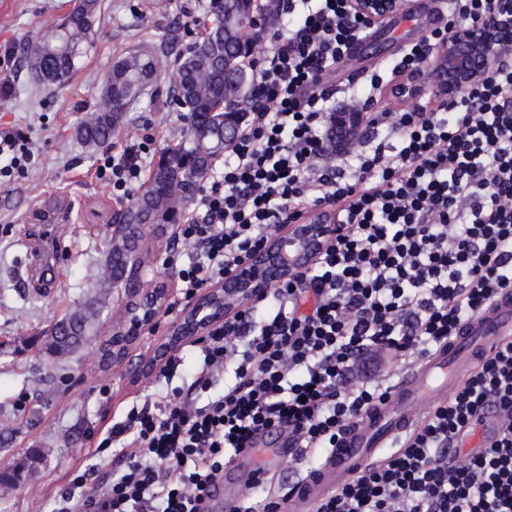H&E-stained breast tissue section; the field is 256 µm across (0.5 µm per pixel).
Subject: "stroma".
I'll use <instances>...</instances> for the list:
<instances>
[{
    "label": "stroma",
    "instance_id": "obj_1",
    "mask_svg": "<svg viewBox=\"0 0 512 512\" xmlns=\"http://www.w3.org/2000/svg\"><path fill=\"white\" fill-rule=\"evenodd\" d=\"M99 0L92 43L62 85L32 81L25 49L74 0H0V71L14 77L0 96V126L22 130L38 150L26 174L0 175V468L20 471L16 485L0 487V512H58L75 469L95 464L91 438L105 419L152 398L155 374L146 364L160 340L132 343L124 357L103 362L115 329L124 326L126 295L94 287L121 205L96 174L99 148L79 137L91 111L102 106L104 79L113 63L137 51L164 61L153 84L122 113L115 140L150 142L145 172L180 139L182 113L169 103L175 59L202 36L210 0ZM431 27L448 21L445 0H404L399 14L375 24L356 44L355 63L337 67L341 85L361 84L359 65L390 71L405 45L421 38L417 16ZM167 234L149 235L152 248L144 285L178 294L162 266ZM103 309L96 332L68 354L48 347L49 331L92 298Z\"/></svg>",
    "mask_w": 512,
    "mask_h": 512
}]
</instances>
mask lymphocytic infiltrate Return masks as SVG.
<instances>
[{"label":"lymphocytic infiltrate","mask_w":512,"mask_h":512,"mask_svg":"<svg viewBox=\"0 0 512 512\" xmlns=\"http://www.w3.org/2000/svg\"><path fill=\"white\" fill-rule=\"evenodd\" d=\"M504 0H451L446 27L405 46L395 71L424 74L450 30ZM299 24L252 35L255 78L240 108L232 162L208 177L163 264L182 296L217 284L294 217L329 211L338 233L298 277L224 304L190 383L159 390L106 427L59 512H203L212 481L271 428H287L305 465L328 453L407 370L512 290V66L450 101L408 99L367 111L366 139H337L324 75L371 21L349 0H276ZM135 142L101 152L118 200L142 180ZM495 410L491 441L469 446ZM315 512H512V338L479 357L448 400L421 413L398 448Z\"/></svg>","instance_id":"f902f5d3"}]
</instances>
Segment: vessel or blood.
I'll use <instances>...</instances> for the list:
<instances>
[{"instance_id":"obj_1","label":"vessel or blood","mask_w":512,"mask_h":512,"mask_svg":"<svg viewBox=\"0 0 512 512\" xmlns=\"http://www.w3.org/2000/svg\"><path fill=\"white\" fill-rule=\"evenodd\" d=\"M510 335L512 293L505 291L484 312L465 322L448 347L419 359L398 377L386 400L353 421L339 448L327 453L312 474L289 487L287 512H311L316 503L369 466L409 431L428 404L447 399L478 352L490 350L501 337ZM242 490V484L219 480L214 497L223 502L225 512H232Z\"/></svg>"}]
</instances>
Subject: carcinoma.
<instances>
[{
  "instance_id": "obj_1",
  "label": "carcinoma",
  "mask_w": 512,
  "mask_h": 512,
  "mask_svg": "<svg viewBox=\"0 0 512 512\" xmlns=\"http://www.w3.org/2000/svg\"><path fill=\"white\" fill-rule=\"evenodd\" d=\"M97 0H78L60 22L32 39L27 59L38 82L61 84L76 69L84 46L95 26ZM253 0H213V20L191 48L179 54L173 76V104L186 110L187 128L180 141L159 158L136 198L121 214L125 230L112 235L104 260V274L95 287H114L127 270L128 262L147 266L144 237L138 227L177 223L190 203L201 179L224 152V121L239 112L250 76L240 60L250 46L251 31L246 20ZM162 59L150 51L132 54L110 69L104 86L106 104L94 111L82 126L85 143H107L120 112L140 96L160 70ZM99 317L94 301L87 302L59 321L51 345L59 352L82 345Z\"/></svg>"
}]
</instances>
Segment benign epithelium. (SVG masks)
Masks as SVG:
<instances>
[{
	"mask_svg": "<svg viewBox=\"0 0 512 512\" xmlns=\"http://www.w3.org/2000/svg\"><path fill=\"white\" fill-rule=\"evenodd\" d=\"M351 4L359 15L380 22L398 13L401 0H351ZM510 46L511 7L497 9L470 27L451 32L433 56V63L442 65V70L432 90L448 100L490 71L511 65ZM360 127V113L336 114L338 132L355 133ZM289 235L284 242L275 237L265 250L227 274L222 285L188 300L173 321L165 320L170 311L165 297L142 287L144 269L131 267L118 287L141 308V315L126 323L122 335L112 337V358L122 357L130 344L147 335L163 333L171 345L180 338H202L207 323L224 321V301L261 297L301 272L306 260L336 236V224L329 215L308 214L291 224Z\"/></svg>",
	"mask_w": 512,
	"mask_h": 512,
	"instance_id": "obj_1",
	"label": "benign epithelium"
}]
</instances>
